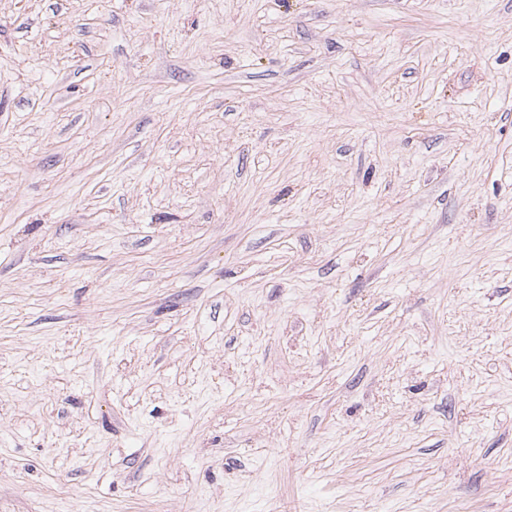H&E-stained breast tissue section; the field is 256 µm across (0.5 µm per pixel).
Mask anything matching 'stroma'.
<instances>
[{
	"label": "stroma",
	"instance_id": "obj_1",
	"mask_svg": "<svg viewBox=\"0 0 512 512\" xmlns=\"http://www.w3.org/2000/svg\"><path fill=\"white\" fill-rule=\"evenodd\" d=\"M0 512H512V0H0Z\"/></svg>",
	"mask_w": 512,
	"mask_h": 512
}]
</instances>
